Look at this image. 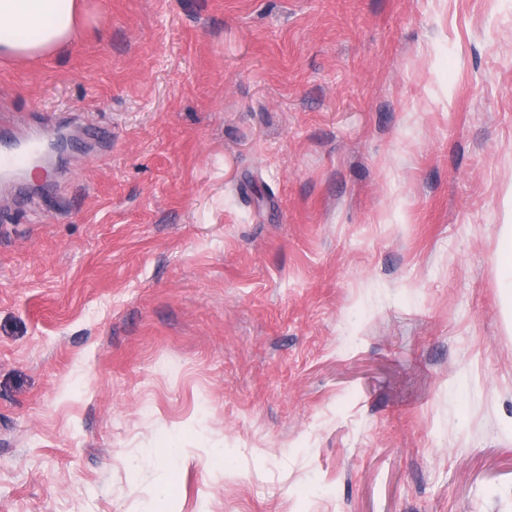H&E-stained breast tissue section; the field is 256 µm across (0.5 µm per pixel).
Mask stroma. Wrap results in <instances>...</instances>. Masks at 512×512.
Masks as SVG:
<instances>
[{
	"label": "stroma",
	"mask_w": 512,
	"mask_h": 512,
	"mask_svg": "<svg viewBox=\"0 0 512 512\" xmlns=\"http://www.w3.org/2000/svg\"><path fill=\"white\" fill-rule=\"evenodd\" d=\"M86 11L0 65L68 135L0 182V512H512V0Z\"/></svg>",
	"instance_id": "stroma-1"
}]
</instances>
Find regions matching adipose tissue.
Masks as SVG:
<instances>
[{"label": "adipose tissue", "instance_id": "obj_1", "mask_svg": "<svg viewBox=\"0 0 512 512\" xmlns=\"http://www.w3.org/2000/svg\"><path fill=\"white\" fill-rule=\"evenodd\" d=\"M81 10V0H0V58L63 50L78 34Z\"/></svg>", "mask_w": 512, "mask_h": 512}]
</instances>
